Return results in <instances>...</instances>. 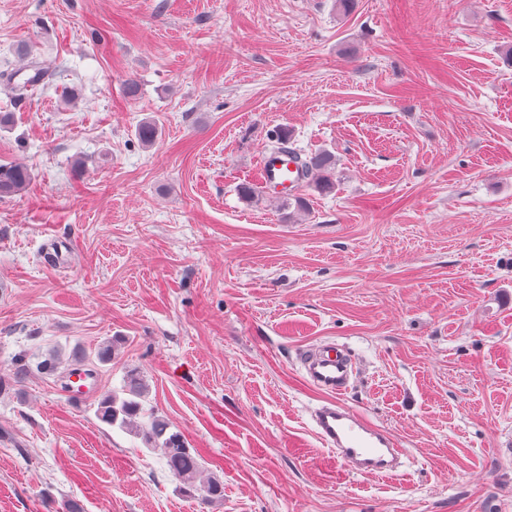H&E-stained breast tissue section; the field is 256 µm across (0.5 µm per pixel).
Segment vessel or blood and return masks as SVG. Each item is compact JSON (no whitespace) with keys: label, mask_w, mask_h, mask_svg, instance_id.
Masks as SVG:
<instances>
[{"label":"vessel or blood","mask_w":512,"mask_h":512,"mask_svg":"<svg viewBox=\"0 0 512 512\" xmlns=\"http://www.w3.org/2000/svg\"><path fill=\"white\" fill-rule=\"evenodd\" d=\"M261 181L275 195L285 196L303 181L301 169L288 153H267L260 164ZM308 382L324 392L326 401L310 412L313 430L340 467L363 476L396 475L405 455L394 436L341 402L352 375L351 361L332 345L312 346L297 355Z\"/></svg>","instance_id":"obj_1"}]
</instances>
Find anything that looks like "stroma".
Wrapping results in <instances>:
<instances>
[{"label":"stroma","mask_w":512,"mask_h":512,"mask_svg":"<svg viewBox=\"0 0 512 512\" xmlns=\"http://www.w3.org/2000/svg\"><path fill=\"white\" fill-rule=\"evenodd\" d=\"M33 60L0 80L32 172L0 200V512H512V0H0V71ZM282 129L336 158L289 224L237 192ZM328 339L392 478L313 432L296 352ZM131 371L223 502L98 420Z\"/></svg>","instance_id":"obj_1"}]
</instances>
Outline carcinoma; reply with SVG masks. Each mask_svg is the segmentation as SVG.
Masks as SVG:
<instances>
[{
  "mask_svg": "<svg viewBox=\"0 0 512 512\" xmlns=\"http://www.w3.org/2000/svg\"><path fill=\"white\" fill-rule=\"evenodd\" d=\"M136 137L145 146H151L158 137V127L152 122H144L137 127ZM291 136L283 131L271 142L270 150L288 152L300 160L305 169L308 186L321 194L335 190L336 159L323 150L310 154H302L297 149L289 148ZM32 178L28 167L18 163L0 164V198L11 197L21 193ZM307 198L295 196L282 202V221L289 223L295 211L306 209ZM148 389L142 377L132 372L123 381L121 393H112L103 399L97 409V417L109 426L128 428L132 421L140 416L147 418L135 426L134 433L145 443L161 450L170 475L183 487L195 489L202 493L206 503H217L224 500V483L218 478L204 477L203 466L196 451L188 447L183 434L170 430V425L152 410L145 408Z\"/></svg>",
  "mask_w": 512,
  "mask_h": 512,
  "instance_id": "cac0c4a2",
  "label": "carcinoma"
}]
</instances>
